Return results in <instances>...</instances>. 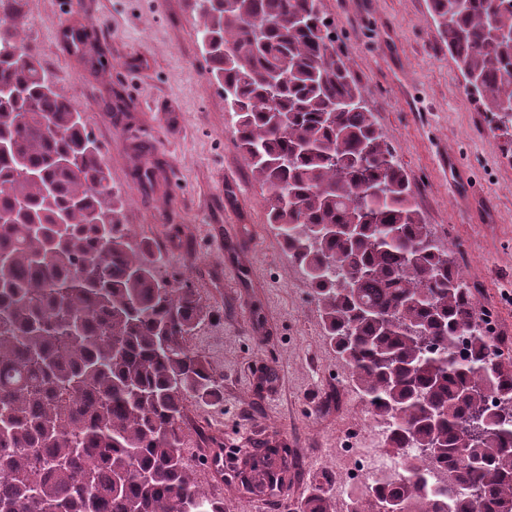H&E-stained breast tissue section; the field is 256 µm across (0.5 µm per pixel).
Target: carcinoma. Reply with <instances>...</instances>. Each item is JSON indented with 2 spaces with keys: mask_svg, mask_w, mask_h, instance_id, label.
Returning a JSON list of instances; mask_svg holds the SVG:
<instances>
[{
  "mask_svg": "<svg viewBox=\"0 0 512 512\" xmlns=\"http://www.w3.org/2000/svg\"><path fill=\"white\" fill-rule=\"evenodd\" d=\"M512 157V0H429ZM211 78L267 221L401 460L346 512H512V361L361 104L318 0H198ZM0 512H224L185 463L191 399L224 398L188 339L206 316L130 243L98 145L0 0ZM288 452L238 474L284 486ZM313 477L301 512H333Z\"/></svg>",
  "mask_w": 512,
  "mask_h": 512,
  "instance_id": "1",
  "label": "carcinoma"
}]
</instances>
